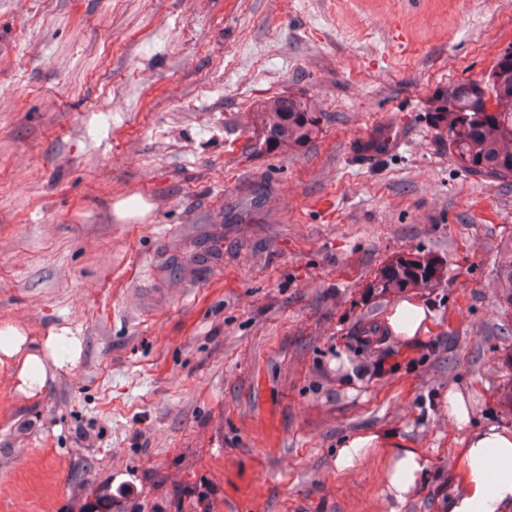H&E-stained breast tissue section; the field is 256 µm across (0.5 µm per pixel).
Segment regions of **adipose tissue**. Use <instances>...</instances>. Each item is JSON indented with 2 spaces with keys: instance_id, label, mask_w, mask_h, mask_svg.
<instances>
[{
  "instance_id": "obj_1",
  "label": "adipose tissue",
  "mask_w": 512,
  "mask_h": 512,
  "mask_svg": "<svg viewBox=\"0 0 512 512\" xmlns=\"http://www.w3.org/2000/svg\"><path fill=\"white\" fill-rule=\"evenodd\" d=\"M430 317L422 303L404 299L393 307L386 325L394 337L411 342L427 332ZM5 331L6 339L0 340V365H17V388L28 396L46 384L47 364L60 367L75 362L82 352L81 338L64 328L48 333L36 345L18 326H6ZM448 416L465 435L457 456L460 484L448 499L447 512H512V429L496 424L470 429L469 406L457 390L448 393ZM378 450L383 451L386 461L385 490L391 512H401L420 486L427 461L421 450L397 447L378 433L357 434L345 439L336 464L350 469Z\"/></svg>"
}]
</instances>
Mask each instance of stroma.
Masks as SVG:
<instances>
[{"label":"stroma","mask_w":512,"mask_h":512,"mask_svg":"<svg viewBox=\"0 0 512 512\" xmlns=\"http://www.w3.org/2000/svg\"><path fill=\"white\" fill-rule=\"evenodd\" d=\"M511 47L512 0H0V328L83 344L32 396L0 366V512H390L380 455L336 465L359 431L426 455L402 512H445L449 389L512 428V183L429 114ZM288 93L321 132L251 151ZM417 251L427 333L359 349L395 305L368 283ZM390 130L383 129L375 132L359 146L364 157L378 160L388 151Z\"/></svg>","instance_id":"stroma-1"}]
</instances>
